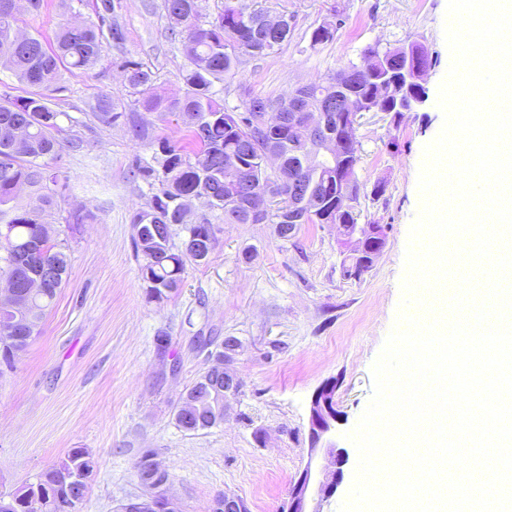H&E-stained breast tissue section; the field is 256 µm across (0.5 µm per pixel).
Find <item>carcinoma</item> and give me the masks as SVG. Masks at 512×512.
Instances as JSON below:
<instances>
[{
	"instance_id": "carcinoma-1",
	"label": "carcinoma",
	"mask_w": 512,
	"mask_h": 512,
	"mask_svg": "<svg viewBox=\"0 0 512 512\" xmlns=\"http://www.w3.org/2000/svg\"><path fill=\"white\" fill-rule=\"evenodd\" d=\"M18 0H0V65L9 67L19 81L43 89L63 81L62 68L89 69L96 65L108 46L123 47L125 28L116 13L113 0L96 5L98 23L67 24L55 42L46 45L39 35L15 32L18 23ZM203 0H165L169 32L184 41L188 65L181 74L183 93L167 98L157 93L151 71L135 61L124 62L125 81L134 100L129 111L157 112L172 115L186 132L182 145L166 139L157 140L151 161L135 165L134 175L151 188L160 185L152 196L149 209L135 213L132 224L142 228L135 238L141 254V279L150 299L161 302L177 291L183 281L187 263L206 262L215 249L216 235L212 219L202 217L195 224L185 223L189 202L205 199L210 208L226 217L242 214L254 190L276 196L275 207L266 223L288 224H356L354 203L359 186L354 166L358 150L348 152L340 165L350 174L344 182L331 171L318 175L312 150L296 132L287 130L278 137H263L253 130L245 117L249 105L256 104L272 112L288 111V104L298 102L307 112L319 110L324 103L333 107L329 122L335 124L343 112H385L397 121L413 107V100L427 95L426 87L408 83V53L420 52L433 60L424 48L412 45L380 50L370 46L363 63L345 67L349 76L336 81V75L308 89L295 88L288 95L255 97L240 86V104L232 105L217 97L214 82L220 77L238 74L246 56L262 58L287 43L293 34L292 17L281 14L284 26L265 23L266 12L252 7L249 0H226L224 10L214 18L204 13ZM340 23H325L313 29L310 46L333 40ZM60 113L46 98L0 100V222L9 226L4 237V261L7 282L13 287L19 314L0 307V323L17 319L14 331L0 332V349L16 346L26 350L35 337L27 333V324H41L67 281V255L49 236L47 217L66 187L67 176L53 166L63 148L57 137ZM273 148L282 158L280 174L271 173L263 152ZM238 159L247 168L248 179H227L224 161ZM295 178L311 188L308 201L288 198V182ZM25 187L29 201L13 206L18 189ZM165 224L168 234L159 239L152 225ZM182 225L185 236L181 245L173 242L174 226ZM47 267L57 270L56 280L44 288L31 289L28 283ZM370 266L355 256L342 263L347 279L360 278ZM178 427L195 432L224 422V392L209 393L183 417L175 411ZM93 469L88 452L74 448L67 458L25 485L31 495L46 503L45 512H75L78 501L69 487L65 471Z\"/></svg>"
}]
</instances>
